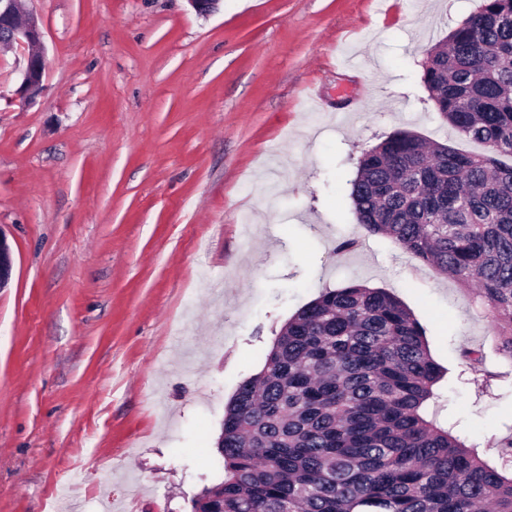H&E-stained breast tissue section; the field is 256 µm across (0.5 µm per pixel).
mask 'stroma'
<instances>
[{
	"instance_id": "obj_1",
	"label": "stroma",
	"mask_w": 512,
	"mask_h": 512,
	"mask_svg": "<svg viewBox=\"0 0 512 512\" xmlns=\"http://www.w3.org/2000/svg\"><path fill=\"white\" fill-rule=\"evenodd\" d=\"M482 0H28L42 93L0 51V512H191L224 412L288 320L350 284L399 298L443 371L427 416L482 459L512 361L473 291L357 226L363 152L437 111L426 52ZM357 244L345 252L346 239ZM479 349L491 387L473 383Z\"/></svg>"
}]
</instances>
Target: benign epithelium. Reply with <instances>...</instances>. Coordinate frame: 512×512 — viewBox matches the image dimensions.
I'll use <instances>...</instances> for the list:
<instances>
[{
    "label": "benign epithelium",
    "mask_w": 512,
    "mask_h": 512,
    "mask_svg": "<svg viewBox=\"0 0 512 512\" xmlns=\"http://www.w3.org/2000/svg\"><path fill=\"white\" fill-rule=\"evenodd\" d=\"M26 0H0V47H16L28 51L19 94L27 99L43 90L46 60L39 48L43 31L38 19L25 8ZM10 248L0 233V288L11 273Z\"/></svg>",
    "instance_id": "1"
}]
</instances>
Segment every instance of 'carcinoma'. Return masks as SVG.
Returning a JSON list of instances; mask_svg holds the SVG:
<instances>
[{
	"label": "carcinoma",
	"instance_id": "cac0c4a2",
	"mask_svg": "<svg viewBox=\"0 0 512 512\" xmlns=\"http://www.w3.org/2000/svg\"><path fill=\"white\" fill-rule=\"evenodd\" d=\"M463 154L399 131L350 182L358 224L473 289L512 360V0H484L421 76ZM442 376L396 297L360 284L295 314L224 414V480L196 512H512V440L491 464L424 408Z\"/></svg>",
	"mask_w": 512,
	"mask_h": 512
}]
</instances>
